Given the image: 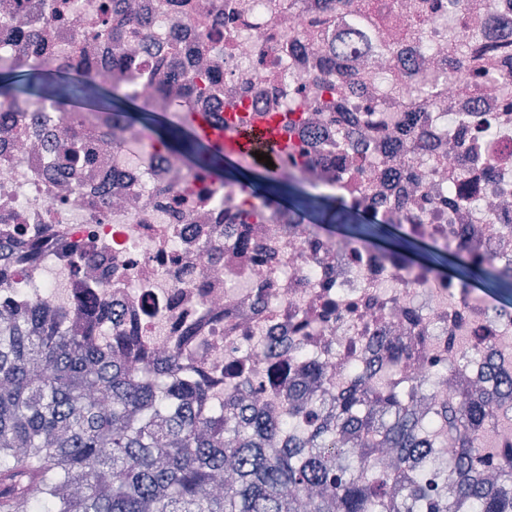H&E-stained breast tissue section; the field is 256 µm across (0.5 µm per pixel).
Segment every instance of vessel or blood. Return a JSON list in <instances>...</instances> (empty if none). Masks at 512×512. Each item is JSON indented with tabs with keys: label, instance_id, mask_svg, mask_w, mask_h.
<instances>
[{
	"label": "vessel or blood",
	"instance_id": "obj_1",
	"mask_svg": "<svg viewBox=\"0 0 512 512\" xmlns=\"http://www.w3.org/2000/svg\"><path fill=\"white\" fill-rule=\"evenodd\" d=\"M191 120L205 142L223 149L227 156L237 160H252L254 152L258 151L276 161L288 144L279 126L260 117L244 124H223L195 113Z\"/></svg>",
	"mask_w": 512,
	"mask_h": 512
}]
</instances>
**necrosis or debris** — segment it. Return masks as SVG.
Returning a JSON list of instances; mask_svg holds the SVG:
<instances>
[{
    "label": "necrosis or debris",
    "mask_w": 512,
    "mask_h": 512,
    "mask_svg": "<svg viewBox=\"0 0 512 512\" xmlns=\"http://www.w3.org/2000/svg\"><path fill=\"white\" fill-rule=\"evenodd\" d=\"M463 11L494 51L458 65L448 43L466 34L446 0H385L383 50L328 0H90L69 7L62 28L37 0H0V40L20 52L34 39L52 60L79 48L98 84L151 107L163 93L181 102V71L202 38L223 33V51L200 69L219 90L195 98L197 112L297 104L303 123L280 179L344 196L409 236L510 272L512 95L498 84L472 87L480 63L512 76V0H463ZM112 27L123 31L119 42L98 39ZM116 57L134 70L113 67ZM442 72L439 94L421 96L420 79ZM4 113L0 259L15 277L1 301L64 315L70 329L87 324L86 303L96 301L111 314L104 345L120 329L156 355L179 349L215 405L232 365L253 400L284 405L286 385L271 381V368L300 377L311 355L322 371L312 397L335 413L352 366L379 363L396 341L412 351L395 383L421 387L424 415L460 390L512 381L511 309L371 246L288 224L275 199L217 186L141 128L83 116L91 160L71 172L61 166L68 120L38 105ZM353 156L363 164L342 178L339 166ZM31 238L39 256L25 249Z\"/></svg>",
    "instance_id": "necrosis-or-debris-1"
}]
</instances>
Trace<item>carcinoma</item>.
<instances>
[{
    "label": "carcinoma",
    "instance_id": "cac0c4a2",
    "mask_svg": "<svg viewBox=\"0 0 512 512\" xmlns=\"http://www.w3.org/2000/svg\"><path fill=\"white\" fill-rule=\"evenodd\" d=\"M336 9L380 29L368 0H334ZM191 94L214 85L182 73ZM101 95L81 61L49 63L39 53L0 63V102L41 104L68 113L74 102ZM110 102L83 112L135 119L116 101L129 94L107 90ZM80 126L70 131L66 163L88 161ZM196 166L219 170L224 156L211 152L185 124L157 134ZM252 197L277 195L283 183ZM316 229L363 221L371 244L471 288L485 281L512 286V274L492 261H475L459 248L454 260L422 261L387 241L395 225L353 212L338 197L310 193ZM0 321V512H512V455L493 447L484 422L499 405L495 390L463 391L444 413L426 421L414 409L415 390L394 391L380 381L373 392L353 388L336 399L338 421L323 418L314 400L282 407L275 416L239 407V393L201 414L206 387L187 379L179 355L168 354L151 383H139L128 363L144 357L139 337H114L122 357L100 350L105 309L91 305L90 327L80 336L63 330V318L40 323L27 310ZM452 448L448 469L433 478L415 470L421 455ZM401 498L391 495L394 485Z\"/></svg>",
    "mask_w": 512,
    "mask_h": 512
}]
</instances>
